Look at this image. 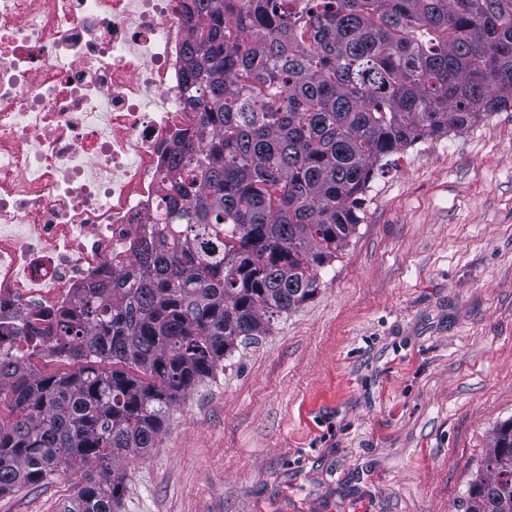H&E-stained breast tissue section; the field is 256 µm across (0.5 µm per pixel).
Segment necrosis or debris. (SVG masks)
I'll use <instances>...</instances> for the list:
<instances>
[{"instance_id":"necrosis-or-debris-1","label":"necrosis or debris","mask_w":512,"mask_h":512,"mask_svg":"<svg viewBox=\"0 0 512 512\" xmlns=\"http://www.w3.org/2000/svg\"><path fill=\"white\" fill-rule=\"evenodd\" d=\"M187 0H0V358L107 283L158 214Z\"/></svg>"}]
</instances>
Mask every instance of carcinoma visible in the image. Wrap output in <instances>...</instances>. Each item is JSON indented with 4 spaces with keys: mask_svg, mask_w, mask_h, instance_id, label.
<instances>
[{
    "mask_svg": "<svg viewBox=\"0 0 512 512\" xmlns=\"http://www.w3.org/2000/svg\"><path fill=\"white\" fill-rule=\"evenodd\" d=\"M193 0L154 233L55 322L43 375L0 360V493L77 472L64 512H119L122 462L181 398L318 291L381 162L512 107V0ZM107 363L112 369H104ZM465 512H512V419Z\"/></svg>",
    "mask_w": 512,
    "mask_h": 512,
    "instance_id": "cac0c4a2",
    "label": "carcinoma"
}]
</instances>
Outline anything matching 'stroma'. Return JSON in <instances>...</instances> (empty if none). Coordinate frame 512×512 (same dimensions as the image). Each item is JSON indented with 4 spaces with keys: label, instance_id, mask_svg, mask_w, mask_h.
Returning <instances> with one entry per match:
<instances>
[{
    "label": "stroma",
    "instance_id": "obj_1",
    "mask_svg": "<svg viewBox=\"0 0 512 512\" xmlns=\"http://www.w3.org/2000/svg\"><path fill=\"white\" fill-rule=\"evenodd\" d=\"M314 298L126 460L121 512H464L512 419V109L390 156ZM77 476L0 494L61 512Z\"/></svg>",
    "mask_w": 512,
    "mask_h": 512
}]
</instances>
